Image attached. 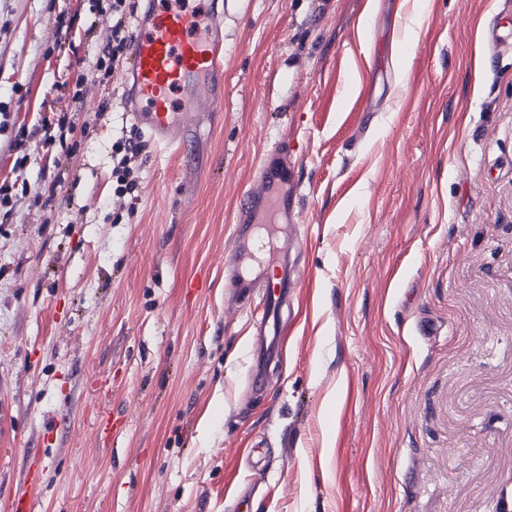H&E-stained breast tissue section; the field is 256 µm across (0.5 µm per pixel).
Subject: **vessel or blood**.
Segmentation results:
<instances>
[{
    "mask_svg": "<svg viewBox=\"0 0 512 512\" xmlns=\"http://www.w3.org/2000/svg\"><path fill=\"white\" fill-rule=\"evenodd\" d=\"M217 15V8H204L201 0H149L146 13L135 24L130 69L135 98L128 105L134 123L156 145L183 151L177 130L186 128L188 117L197 110L193 88L204 80L223 81L224 47L220 32L203 26V13ZM262 188L247 192L241 202L235 246L239 258L258 248L252 228L277 223L288 211V184L295 171L288 149L279 146L266 153L259 165ZM267 270L259 267L238 274L237 286L251 289L263 284L261 326L276 323L293 286L288 270H281L275 285H267Z\"/></svg>",
    "mask_w": 512,
    "mask_h": 512,
    "instance_id": "obj_1",
    "label": "vessel or blood"
}]
</instances>
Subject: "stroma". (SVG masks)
<instances>
[{"mask_svg": "<svg viewBox=\"0 0 512 512\" xmlns=\"http://www.w3.org/2000/svg\"><path fill=\"white\" fill-rule=\"evenodd\" d=\"M223 2L224 111L146 141L121 212V79L76 83L112 0H0V512L33 478L34 512H512L505 0ZM280 141L295 225L254 261L297 284L256 375L261 291L227 269ZM42 123H43V128L45 129V134L43 136V138L40 140V142L42 143L41 144V148L44 150H46V153H47V161H48V167H49V163L50 161L52 162L53 166L56 167L60 164L61 162V158L63 156L69 158V150H65L64 147L62 146L61 144V140H60V137L62 136L60 134L59 136V144H60V147H61V150H54V146L56 144V137L55 135H52L50 133V129H49V126L51 127L52 126V123L49 121V119H47L46 117L42 119ZM145 144L137 136L129 135L112 145V162L116 165L112 168L113 178H116V187L113 189V200L119 209L133 210L139 200L135 195L142 177V153Z\"/></svg>", "mask_w": 512, "mask_h": 512, "instance_id": "obj_1", "label": "stroma"}]
</instances>
